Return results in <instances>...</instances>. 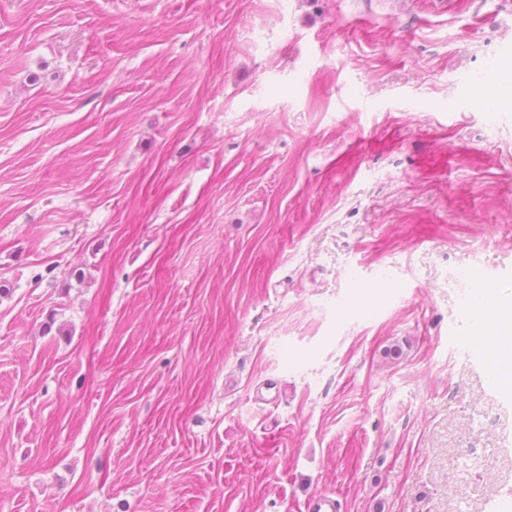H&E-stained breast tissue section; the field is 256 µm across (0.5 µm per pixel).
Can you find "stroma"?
I'll return each instance as SVG.
<instances>
[{"label":"stroma","mask_w":512,"mask_h":512,"mask_svg":"<svg viewBox=\"0 0 512 512\" xmlns=\"http://www.w3.org/2000/svg\"><path fill=\"white\" fill-rule=\"evenodd\" d=\"M512 0H0V512H512ZM494 321L497 324V331L493 334H485L484 336L489 346H494L496 353L494 360L497 358H506L512 362V309L507 308L498 315Z\"/></svg>","instance_id":"1"}]
</instances>
